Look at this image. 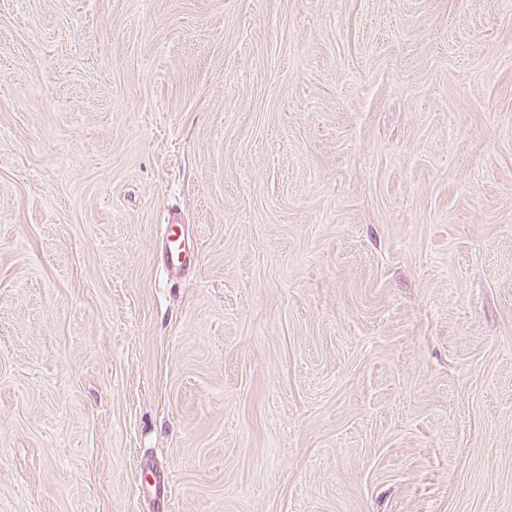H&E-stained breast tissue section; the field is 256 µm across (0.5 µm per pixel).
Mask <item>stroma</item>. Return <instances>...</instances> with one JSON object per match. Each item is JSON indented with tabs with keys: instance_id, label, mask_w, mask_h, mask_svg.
<instances>
[{
	"instance_id": "35a3bbf8",
	"label": "stroma",
	"mask_w": 512,
	"mask_h": 512,
	"mask_svg": "<svg viewBox=\"0 0 512 512\" xmlns=\"http://www.w3.org/2000/svg\"><path fill=\"white\" fill-rule=\"evenodd\" d=\"M152 468L512 512V0H0V512ZM165 225L168 234L161 248L165 255L164 267L169 276L178 277L196 264L198 250L194 243L189 249L188 238L185 237L189 236V231L177 213L170 214Z\"/></svg>"
}]
</instances>
